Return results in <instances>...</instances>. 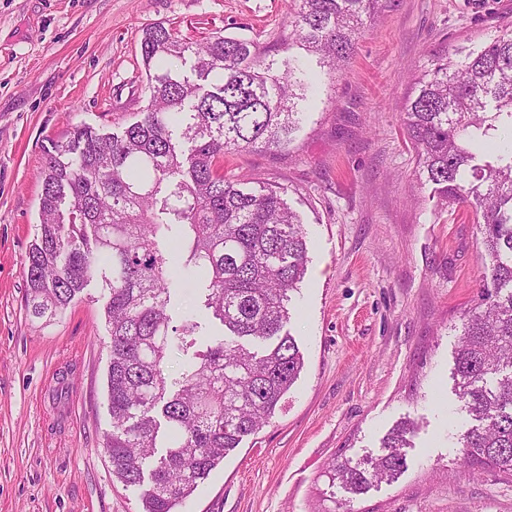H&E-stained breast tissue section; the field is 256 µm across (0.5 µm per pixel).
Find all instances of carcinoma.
I'll list each match as a JSON object with an SVG mask.
<instances>
[{
  "instance_id": "cac0c4a2",
  "label": "carcinoma",
  "mask_w": 512,
  "mask_h": 512,
  "mask_svg": "<svg viewBox=\"0 0 512 512\" xmlns=\"http://www.w3.org/2000/svg\"><path fill=\"white\" fill-rule=\"evenodd\" d=\"M273 43L221 31L200 39L143 30L149 103L121 133L74 129L43 171L40 223L27 254L28 315L56 320L98 277L107 291L112 476L141 490L143 512H177L211 471L279 410L303 369L291 293L307 271L306 231L285 188L234 181L229 151L290 147L313 78L333 82L379 0H293ZM401 121L419 175L444 209L476 224L482 279L455 352L458 398L474 424L465 460L512 477V26L476 48L428 54ZM205 280L204 307L224 334L180 376L174 347L198 323L172 325L167 258ZM408 426L382 454L332 463L328 485L363 494L407 466Z\"/></svg>"
}]
</instances>
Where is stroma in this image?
Here are the masks:
<instances>
[{
    "mask_svg": "<svg viewBox=\"0 0 512 512\" xmlns=\"http://www.w3.org/2000/svg\"><path fill=\"white\" fill-rule=\"evenodd\" d=\"M289 0H0V512H142L103 451L107 298L90 280L52 324L25 310L41 172L74 127L116 133L149 95L144 28L174 24L272 41ZM512 23V0H384L321 104L279 152L229 153L220 171L278 183L301 212L308 265L287 325L303 369L275 417L245 438L181 512H512V478L466 462L470 416L453 379L479 289L472 222L419 179L399 106L429 50L473 46ZM183 276L174 324L220 325ZM408 422L407 469L349 498L332 461L377 456Z\"/></svg>",
    "mask_w": 512,
    "mask_h": 512,
    "instance_id": "obj_1",
    "label": "stroma"
}]
</instances>
